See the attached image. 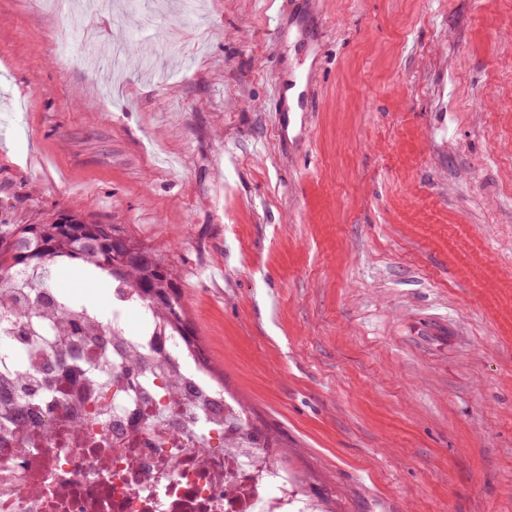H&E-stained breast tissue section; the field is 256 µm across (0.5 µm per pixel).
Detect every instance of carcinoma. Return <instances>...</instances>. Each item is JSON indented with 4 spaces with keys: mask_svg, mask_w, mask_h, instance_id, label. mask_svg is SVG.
I'll return each mask as SVG.
<instances>
[{
    "mask_svg": "<svg viewBox=\"0 0 512 512\" xmlns=\"http://www.w3.org/2000/svg\"><path fill=\"white\" fill-rule=\"evenodd\" d=\"M101 276L133 289L152 303L157 333L187 338L197 361L208 367V356L186 318L180 284L169 261L152 248L129 238L117 224H95L62 212L35 224L0 225V298L15 289L39 290L40 303L55 305L67 336L84 333L71 297L59 286L72 271Z\"/></svg>",
    "mask_w": 512,
    "mask_h": 512,
    "instance_id": "1",
    "label": "carcinoma"
}]
</instances>
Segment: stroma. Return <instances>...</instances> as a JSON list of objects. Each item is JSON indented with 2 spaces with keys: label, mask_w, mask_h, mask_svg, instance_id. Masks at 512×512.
<instances>
[{
  "label": "stroma",
  "mask_w": 512,
  "mask_h": 512,
  "mask_svg": "<svg viewBox=\"0 0 512 512\" xmlns=\"http://www.w3.org/2000/svg\"><path fill=\"white\" fill-rule=\"evenodd\" d=\"M0 0V225L164 255L328 512H512V0Z\"/></svg>",
  "instance_id": "obj_1"
}]
</instances>
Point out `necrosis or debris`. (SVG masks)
<instances>
[{
    "mask_svg": "<svg viewBox=\"0 0 512 512\" xmlns=\"http://www.w3.org/2000/svg\"><path fill=\"white\" fill-rule=\"evenodd\" d=\"M74 305L76 352L54 310L0 311V373L19 384L0 394V512H324L150 303L116 287ZM181 374L195 396H175Z\"/></svg>",
    "mask_w": 512,
    "mask_h": 512,
    "instance_id": "1",
    "label": "necrosis or debris"
}]
</instances>
